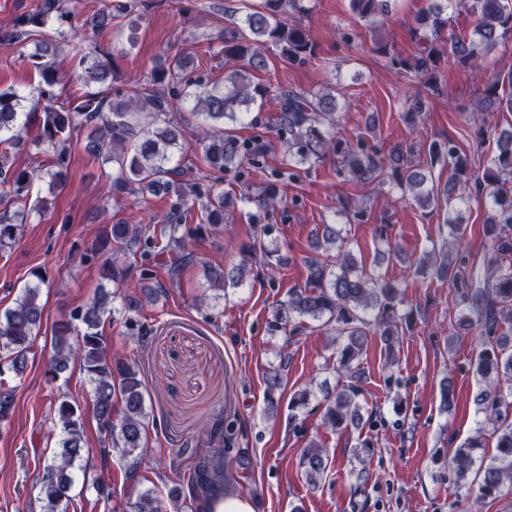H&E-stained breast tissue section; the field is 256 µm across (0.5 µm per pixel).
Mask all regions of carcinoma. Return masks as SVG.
<instances>
[{"instance_id": "carcinoma-1", "label": "carcinoma", "mask_w": 512, "mask_h": 512, "mask_svg": "<svg viewBox=\"0 0 512 512\" xmlns=\"http://www.w3.org/2000/svg\"><path fill=\"white\" fill-rule=\"evenodd\" d=\"M72 0H41L39 9L22 16L11 33L23 42L37 29L51 25H68L73 35L80 29L72 25L76 14ZM304 0H261L236 18L230 33L224 34V62L231 70L224 84H212L196 73L188 57H165L148 77L132 89L135 104L125 99L110 98L104 91H89L67 105L26 108L27 97L12 90H0V144L20 142L29 130L36 129V144L56 156L50 169L14 168L8 152H0V202L29 192L36 179H44L50 188L66 182V160L69 140L81 130L90 129L88 139L99 156L112 161L115 174L110 176L117 192L142 195L163 188L174 193V217L160 236L142 235L134 224H113L99 251L110 253L103 263V279L118 286L125 279L119 258L129 253L139 255L143 279H149L147 265L154 253L179 255L180 265L194 261L187 252L185 239L198 231L186 224L184 190L168 179L176 173L171 166L173 154L183 151L186 131L171 119V114L187 110L201 118L198 136L205 141L204 159L217 170L257 165V151L240 141L234 125L256 102L263 100L269 89L254 86L247 78L248 70L267 68L265 49L274 46L282 57L302 63L311 58L315 41L299 15L307 8ZM392 0H350L352 12L361 20L383 22L391 13ZM461 9L476 18L477 25L469 39L450 40L448 51L461 63L478 65L480 49L512 35V0H436L418 19V30L425 41L424 49L411 58L390 56V64L399 72L415 78L433 80L440 60L437 43L448 29V11ZM130 12L122 4L117 12L102 11L85 19L83 26L94 28ZM74 56L83 69L86 85L103 84L112 69L110 54L83 52L81 42L73 44ZM40 82L38 98L53 100L55 87L62 82L56 52L45 44L27 55ZM508 87L506 104L512 111V72L488 80L484 96L469 111L468 120L486 123V112L499 100V91ZM282 112L281 129L288 133V165L310 164L327 156L336 158V171L352 179L368 183L379 181L397 186L402 195L422 209L437 205L440 199H454L456 188L469 186L476 198L492 202L485 220L484 233L491 241L492 257L484 268L468 265L466 258L453 254L460 240L461 225L455 217L447 223L452 242H443L419 260L418 270L448 281L456 298L464 326L476 330L480 341L490 346L479 351L476 374L484 383L477 396L478 430L493 425L497 453L489 462L480 464L482 479L479 492L492 496L512 486V345L502 339L503 329L512 333V132L496 135L493 156L480 171L473 169L469 158L451 142L441 145L422 139L408 148L398 147L386 157L376 149L355 150L344 146L330 134L335 125L336 96L327 92L313 94L305 90L276 88ZM444 164L451 170L445 185L433 180L432 169ZM280 189L269 182L249 201L263 211L278 201ZM203 221L224 230V210L234 204L224 193L195 194ZM26 219L0 212V247L16 241ZM340 232L330 224L323 225L321 236L315 237L317 256L306 260V284L288 292L273 313V330L290 327V335L301 334L307 322H319L333 330V341L339 343L333 371L346 382L332 397L322 403V426L333 432L344 431L359 417L361 373L359 361L373 337L392 354L400 344L398 325L408 318L401 285L380 275L367 272L354 255L338 245ZM245 267L238 265L210 273L214 291H226L243 284ZM22 290L13 305L0 313V366L8 363L23 374L27 354L41 330L44 306L40 283ZM118 291L101 290L86 305L57 322L51 339L52 355L47 374L51 379L68 369L70 362L79 364L91 386L92 411L105 434L104 442L123 458L131 459L136 471L135 453L144 447L146 388L139 378L137 362L112 355L99 332L104 318L115 312L113 302ZM141 301L124 297V326L127 335L139 342L150 339L152 329L135 318ZM14 388L0 385V421L7 419L13 407ZM57 448L44 459L39 479V499L43 512H57L59 503L73 485V471L85 459L84 412L68 396L58 397ZM210 435L218 439V447L202 455H194V463L183 471L173 470L179 481L178 494L172 497L174 512H213L215 502L224 498L225 447L232 442V425L224 418L210 422ZM478 442L469 440L454 449L451 462L458 478L464 480L472 467V451ZM301 466L307 482L315 486L328 467L326 450L317 443L303 450ZM134 512H164L162 501L147 491L135 502Z\"/></svg>"}]
</instances>
